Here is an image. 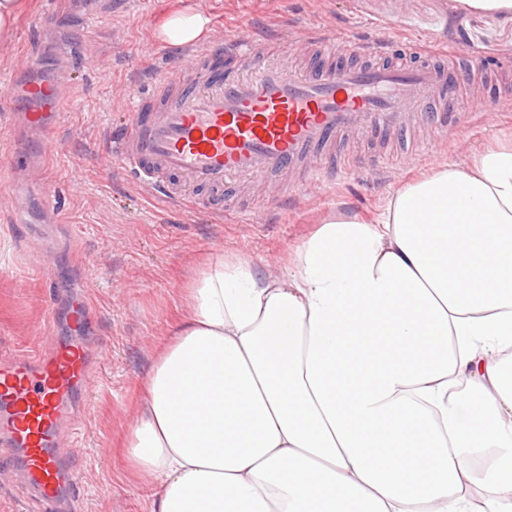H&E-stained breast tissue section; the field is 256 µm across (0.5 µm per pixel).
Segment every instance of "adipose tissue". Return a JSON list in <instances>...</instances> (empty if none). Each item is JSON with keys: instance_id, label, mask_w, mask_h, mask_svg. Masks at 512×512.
<instances>
[{"instance_id": "adipose-tissue-1", "label": "adipose tissue", "mask_w": 512, "mask_h": 512, "mask_svg": "<svg viewBox=\"0 0 512 512\" xmlns=\"http://www.w3.org/2000/svg\"><path fill=\"white\" fill-rule=\"evenodd\" d=\"M211 32L175 7L157 37ZM184 301L125 438L150 512H512V142Z\"/></svg>"}]
</instances>
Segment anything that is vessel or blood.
I'll use <instances>...</instances> for the list:
<instances>
[{
  "label": "vessel or blood",
  "mask_w": 512,
  "mask_h": 512,
  "mask_svg": "<svg viewBox=\"0 0 512 512\" xmlns=\"http://www.w3.org/2000/svg\"><path fill=\"white\" fill-rule=\"evenodd\" d=\"M298 42L331 57L305 69L270 63V42L252 36L186 48L195 81L164 66L150 90L133 94L126 128L111 143L114 165L174 208L218 206L232 183L298 169L305 188L328 189L324 152L340 135L398 131L416 121L447 132L455 75L447 61L387 65L385 42L321 30L300 33ZM91 364L79 340L0 359V456L20 455L42 505L83 483L58 437L78 411Z\"/></svg>",
  "instance_id": "b4317fda"
}]
</instances>
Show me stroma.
I'll list each match as a JSON object with an SVG mask.
<instances>
[{
    "label": "stroma",
    "mask_w": 512,
    "mask_h": 512,
    "mask_svg": "<svg viewBox=\"0 0 512 512\" xmlns=\"http://www.w3.org/2000/svg\"><path fill=\"white\" fill-rule=\"evenodd\" d=\"M208 13L225 40L259 35L274 60L293 61L296 33L327 29L379 38L388 61L473 55L448 90L456 132L422 128L337 139L336 183L323 194L293 189L277 200L264 182L234 189V207L176 210L116 168L107 147L125 120L126 92L146 90L158 63H182L154 26L170 0H36L10 40L0 41V95L38 78L61 93L46 111L58 122L26 126L21 114L0 120V353L27 354L75 334L81 299L95 312L84 329L93 382L77 415L78 433L60 446L83 473L75 512H149L146 484L128 470L120 445L158 346L186 313L182 290L218 254L249 256L278 270L288 251L329 216L375 214L401 186L434 166L465 163L472 150L512 138V20L463 16L449 0H189ZM483 99L489 115L463 112ZM112 103L99 110V100ZM55 150L43 152L45 139ZM404 157L373 177L360 174L372 153Z\"/></svg>",
    "instance_id": "stroma-1"
}]
</instances>
